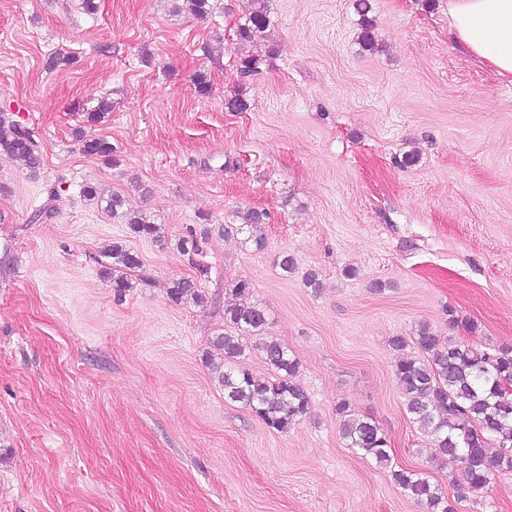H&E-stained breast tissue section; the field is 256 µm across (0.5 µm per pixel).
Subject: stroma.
<instances>
[{
	"instance_id": "obj_1",
	"label": "stroma",
	"mask_w": 512,
	"mask_h": 512,
	"mask_svg": "<svg viewBox=\"0 0 512 512\" xmlns=\"http://www.w3.org/2000/svg\"><path fill=\"white\" fill-rule=\"evenodd\" d=\"M96 3L0 0V125L34 131L43 160L33 174L0 157V512H427L398 467L472 512L431 466L393 365L422 358L423 324L512 344V83L455 47L446 0H370L372 50L355 0H268L254 44L237 36L253 0H211L203 18ZM59 53L75 64L48 70ZM234 95L245 111L226 108ZM79 129L115 163L83 154ZM88 183L165 244L87 201ZM190 228L208 231L201 254L175 248ZM115 242L141 260L119 299L103 275ZM183 278L218 308L173 303ZM241 280L310 399L283 432L225 400L206 362ZM452 310L475 330L449 329ZM342 403L379 424L390 467L347 447ZM82 193L83 197L88 201L95 202L97 205L106 202V208L112 212V215H120L125 218L134 234L149 238L155 242H161V245L163 241L164 244V236L161 235L158 224H151L146 217L138 211L129 210L128 208L122 210L126 205V200L122 196L112 194L105 200L99 192L98 187L91 184L84 185ZM119 210H121V212H119Z\"/></svg>"
}]
</instances>
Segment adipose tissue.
Returning <instances> with one entry per match:
<instances>
[{
    "label": "adipose tissue",
    "mask_w": 512,
    "mask_h": 512,
    "mask_svg": "<svg viewBox=\"0 0 512 512\" xmlns=\"http://www.w3.org/2000/svg\"><path fill=\"white\" fill-rule=\"evenodd\" d=\"M448 33L479 65L512 81V0H447Z\"/></svg>",
    "instance_id": "1"
}]
</instances>
